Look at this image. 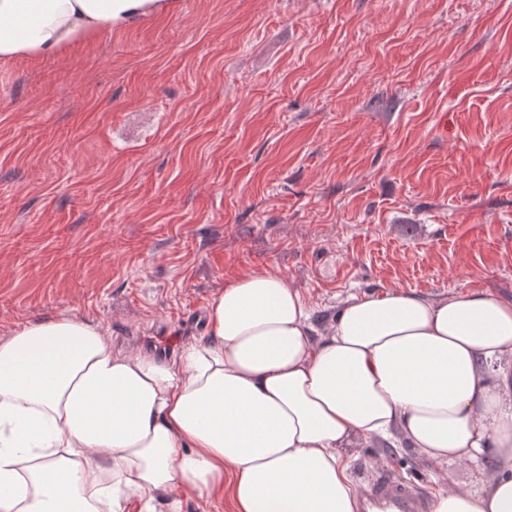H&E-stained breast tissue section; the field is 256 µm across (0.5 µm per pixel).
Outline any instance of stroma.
Returning <instances> with one entry per match:
<instances>
[{
    "label": "stroma",
    "instance_id": "35a3bbf8",
    "mask_svg": "<svg viewBox=\"0 0 512 512\" xmlns=\"http://www.w3.org/2000/svg\"><path fill=\"white\" fill-rule=\"evenodd\" d=\"M279 273L324 327L352 295L512 301V0H176L0 63V336L67 313L121 351ZM432 494L464 469L355 450ZM153 512H233L184 490Z\"/></svg>",
    "mask_w": 512,
    "mask_h": 512
}]
</instances>
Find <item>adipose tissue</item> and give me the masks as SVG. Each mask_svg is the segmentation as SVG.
I'll use <instances>...</instances> for the list:
<instances>
[{
    "label": "adipose tissue",
    "instance_id": "ef3b65f1",
    "mask_svg": "<svg viewBox=\"0 0 512 512\" xmlns=\"http://www.w3.org/2000/svg\"><path fill=\"white\" fill-rule=\"evenodd\" d=\"M168 0H0V60L168 11ZM272 271L227 283L175 361L71 315L0 336V512H127L176 488L236 512H359L358 441L401 435L472 482L431 512H512V301L351 296L316 329Z\"/></svg>",
    "mask_w": 512,
    "mask_h": 512
}]
</instances>
